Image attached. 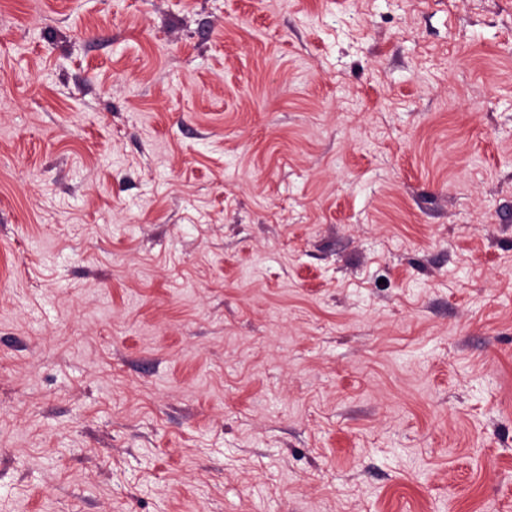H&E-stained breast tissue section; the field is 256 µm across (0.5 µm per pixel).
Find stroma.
Masks as SVG:
<instances>
[{
    "label": "stroma",
    "instance_id": "1",
    "mask_svg": "<svg viewBox=\"0 0 512 512\" xmlns=\"http://www.w3.org/2000/svg\"><path fill=\"white\" fill-rule=\"evenodd\" d=\"M0 512H512V0H0Z\"/></svg>",
    "mask_w": 512,
    "mask_h": 512
}]
</instances>
